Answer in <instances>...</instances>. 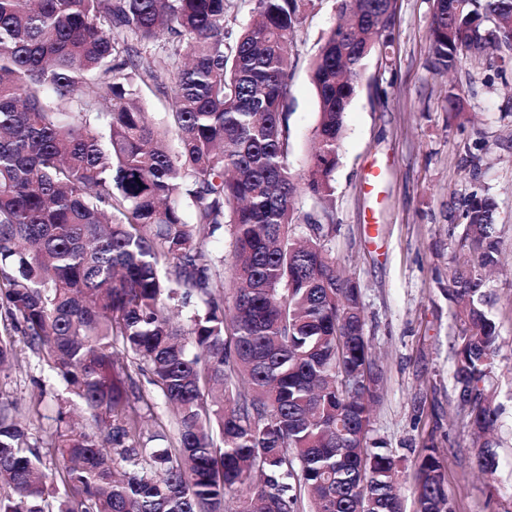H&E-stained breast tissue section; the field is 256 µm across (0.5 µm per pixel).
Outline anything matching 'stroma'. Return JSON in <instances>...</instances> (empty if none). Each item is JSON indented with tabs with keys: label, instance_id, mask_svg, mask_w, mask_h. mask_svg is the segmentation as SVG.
<instances>
[{
	"label": "stroma",
	"instance_id": "1",
	"mask_svg": "<svg viewBox=\"0 0 512 512\" xmlns=\"http://www.w3.org/2000/svg\"><path fill=\"white\" fill-rule=\"evenodd\" d=\"M336 0H315L297 33L290 100V161L306 176L318 121L309 63L336 21ZM431 0H397L393 42L372 55L356 81L345 116L331 209L305 202L312 220L331 217L328 248L361 290L365 336L380 376L369 438L401 459L398 490L416 512L415 465L422 449L446 459V486L456 512H512V62L463 59L448 77L428 67ZM464 109H445L448 87ZM382 172L367 190L369 169ZM492 198L501 267L488 276V308L498 327L486 388L498 408L491 437L496 467L478 469L479 449L454 378L458 308L446 293L469 259L461 238L463 202ZM19 365L0 373V392L38 405L53 431L57 401L41 393L32 354L16 338Z\"/></svg>",
	"mask_w": 512,
	"mask_h": 512
}]
</instances>
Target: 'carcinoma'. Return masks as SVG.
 I'll use <instances>...</instances> for the list:
<instances>
[{
    "mask_svg": "<svg viewBox=\"0 0 512 512\" xmlns=\"http://www.w3.org/2000/svg\"><path fill=\"white\" fill-rule=\"evenodd\" d=\"M248 2L254 21L231 38L235 0H0V299L62 389L56 430L34 443L39 411L22 417L0 392V512H227L229 494L235 512H404L398 460L367 445L378 377L360 289L325 244L336 228L292 233L301 200L330 201L354 79L391 46L396 0H336L310 64L303 179L288 101L312 0ZM503 53L512 0H433L432 71ZM144 88L167 101L164 122L141 110ZM495 210L468 197L472 261L448 289L464 317L455 381L486 472ZM16 365L0 336V372ZM159 404L152 433L144 412ZM415 491L418 512H454L434 448Z\"/></svg>",
    "mask_w": 512,
    "mask_h": 512,
    "instance_id": "obj_1",
    "label": "carcinoma"
}]
</instances>
